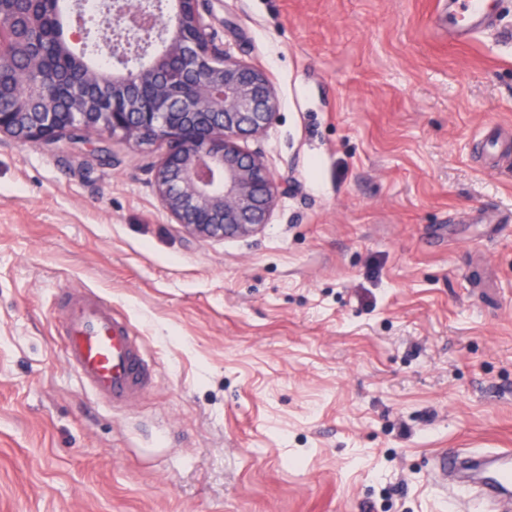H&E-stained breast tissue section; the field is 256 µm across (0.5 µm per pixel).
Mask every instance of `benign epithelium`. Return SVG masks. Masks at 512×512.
<instances>
[{"instance_id": "obj_1", "label": "benign epithelium", "mask_w": 512, "mask_h": 512, "mask_svg": "<svg viewBox=\"0 0 512 512\" xmlns=\"http://www.w3.org/2000/svg\"><path fill=\"white\" fill-rule=\"evenodd\" d=\"M0 0V71L26 62L16 91L0 85V135L54 145L91 134L163 151L151 169L158 198L174 223L204 240L249 236L269 223L288 184L243 143L273 123L279 99L267 74L232 59L208 32L204 0H176L174 25L161 0H105L118 27L115 64L105 74L86 64L66 87L37 52L39 18L22 21Z\"/></svg>"}]
</instances>
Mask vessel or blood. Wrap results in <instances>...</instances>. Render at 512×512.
Masks as SVG:
<instances>
[{"label": "vessel or blood", "mask_w": 512, "mask_h": 512, "mask_svg": "<svg viewBox=\"0 0 512 512\" xmlns=\"http://www.w3.org/2000/svg\"><path fill=\"white\" fill-rule=\"evenodd\" d=\"M493 20L490 0H448L443 19L449 38L466 42ZM65 356L83 384L115 407L135 404L152 377L142 341L130 330L126 317L110 301L89 293H73L66 300ZM482 468L480 496L499 504L512 503V448H496L489 461L455 448L440 452L436 470L450 476Z\"/></svg>", "instance_id": "1"}]
</instances>
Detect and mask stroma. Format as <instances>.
Returning <instances> with one entry per match:
<instances>
[{
	"label": "stroma",
	"mask_w": 512,
	"mask_h": 512,
	"mask_svg": "<svg viewBox=\"0 0 512 512\" xmlns=\"http://www.w3.org/2000/svg\"><path fill=\"white\" fill-rule=\"evenodd\" d=\"M269 73L258 141L289 190L202 240L158 146L0 136V512H493L443 495L444 448H512V0L449 44L438 0H207ZM154 363L129 408L67 363L66 294Z\"/></svg>",
	"instance_id": "1"
}]
</instances>
